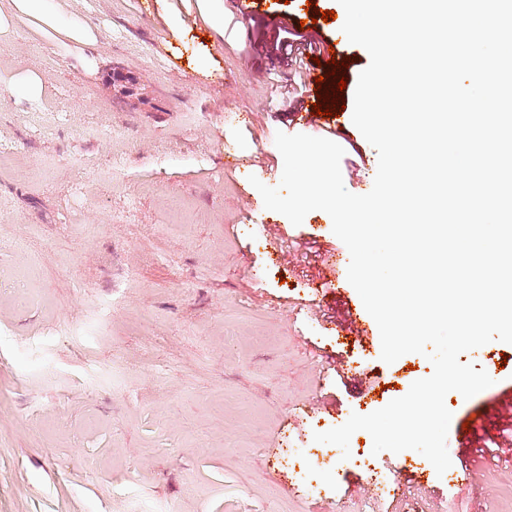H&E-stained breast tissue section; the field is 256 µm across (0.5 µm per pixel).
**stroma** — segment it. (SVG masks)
Returning <instances> with one entry per match:
<instances>
[{
  "label": "stroma",
  "instance_id": "1",
  "mask_svg": "<svg viewBox=\"0 0 512 512\" xmlns=\"http://www.w3.org/2000/svg\"><path fill=\"white\" fill-rule=\"evenodd\" d=\"M263 42L224 0H153L146 17L139 0H0V145L23 155L0 164V512H512V344L460 355L496 381L447 395L450 470L474 481L383 451L402 494L374 498L314 441L433 366L384 363L346 265L302 249H343L326 212L296 226L265 208L306 65ZM319 59L323 87L346 83L344 185L367 193L378 154L352 114L370 57L345 41ZM261 149L252 175L225 163ZM309 299L361 312L366 335L338 345Z\"/></svg>",
  "mask_w": 512,
  "mask_h": 512
}]
</instances>
